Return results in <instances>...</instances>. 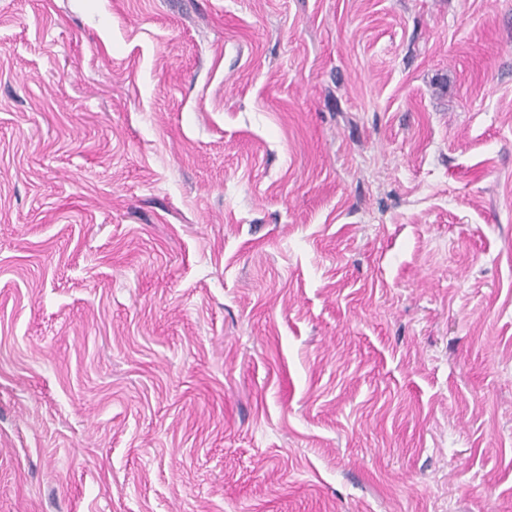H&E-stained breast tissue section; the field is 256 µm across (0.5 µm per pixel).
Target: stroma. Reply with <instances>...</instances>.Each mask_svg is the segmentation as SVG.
I'll return each instance as SVG.
<instances>
[{
	"mask_svg": "<svg viewBox=\"0 0 512 512\" xmlns=\"http://www.w3.org/2000/svg\"><path fill=\"white\" fill-rule=\"evenodd\" d=\"M0 512H512V0H0Z\"/></svg>",
	"mask_w": 512,
	"mask_h": 512,
	"instance_id": "1",
	"label": "stroma"
}]
</instances>
